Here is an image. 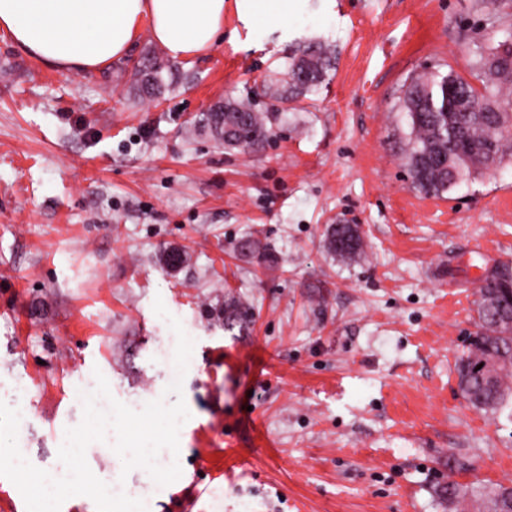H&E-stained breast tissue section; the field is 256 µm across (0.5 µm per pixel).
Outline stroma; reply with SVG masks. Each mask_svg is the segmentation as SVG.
<instances>
[{"instance_id": "obj_1", "label": "stroma", "mask_w": 512, "mask_h": 512, "mask_svg": "<svg viewBox=\"0 0 512 512\" xmlns=\"http://www.w3.org/2000/svg\"><path fill=\"white\" fill-rule=\"evenodd\" d=\"M507 28L512 0H298L275 29L229 2L208 52L172 58L144 29L91 72L0 30V388L25 397V458L62 470L95 372L133 409L174 402L159 297L193 341L180 453L157 457L182 475L161 487L86 456L148 512H445L438 485L512 486V413L473 409L456 371L482 277L512 273V165L423 195L399 110L422 71L480 84ZM313 37L334 64L263 145L228 152L198 130L227 100L273 111ZM146 58L164 66L153 99L134 90ZM333 224L358 226L355 261L327 249ZM231 295L248 316L228 331Z\"/></svg>"}]
</instances>
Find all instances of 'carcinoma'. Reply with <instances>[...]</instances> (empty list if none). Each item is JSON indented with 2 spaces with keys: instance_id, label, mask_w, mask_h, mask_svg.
<instances>
[{
  "instance_id": "1",
  "label": "carcinoma",
  "mask_w": 512,
  "mask_h": 512,
  "mask_svg": "<svg viewBox=\"0 0 512 512\" xmlns=\"http://www.w3.org/2000/svg\"><path fill=\"white\" fill-rule=\"evenodd\" d=\"M336 50L326 42L299 45L288 57L285 72L288 100L318 88L335 58ZM485 76L483 90L450 70L426 72L411 79L402 97V110L408 119L404 158L411 184L418 192L439 196L447 191L448 174L455 171V184L477 176L512 160V29L504 30L496 44L481 57ZM162 67L148 60L134 69L137 89L144 97H153L164 87ZM223 108L227 119L236 125L234 133L224 135V127L215 113L206 117V126L224 149H246L268 138L269 115L251 106L227 100ZM327 247L343 262L355 260L362 252L363 240L356 226L334 224ZM512 277L494 270L483 278L478 291V331L476 339L457 362L460 392L478 411L496 414L512 406V329L502 324L512 317V292L506 286ZM247 312L234 298L224 301V330L242 324ZM493 362L487 377L479 365ZM448 504L457 499L453 512H468V502L480 501L481 512H512V486L501 484L469 488L450 483L437 490Z\"/></svg>"
}]
</instances>
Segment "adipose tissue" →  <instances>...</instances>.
<instances>
[{"instance_id":"ef3b65f1","label":"adipose tissue","mask_w":512,"mask_h":512,"mask_svg":"<svg viewBox=\"0 0 512 512\" xmlns=\"http://www.w3.org/2000/svg\"><path fill=\"white\" fill-rule=\"evenodd\" d=\"M226 0H0V29L31 57L63 72L122 58L142 25L174 58L210 50L224 35Z\"/></svg>"}]
</instances>
